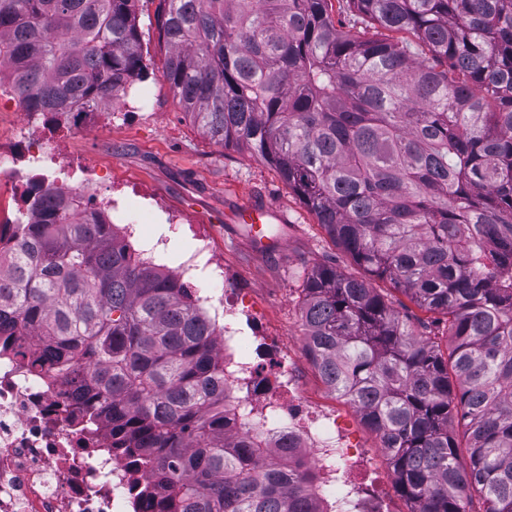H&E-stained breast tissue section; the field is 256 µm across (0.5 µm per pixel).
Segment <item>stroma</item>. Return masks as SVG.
<instances>
[{
    "instance_id": "obj_1",
    "label": "stroma",
    "mask_w": 512,
    "mask_h": 512,
    "mask_svg": "<svg viewBox=\"0 0 512 512\" xmlns=\"http://www.w3.org/2000/svg\"><path fill=\"white\" fill-rule=\"evenodd\" d=\"M158 9L159 0H139L137 4L148 65L141 84L150 92L148 107L113 111L111 121L97 120L81 131L65 125L47 127L41 117H25L11 108L0 112V144L11 145L26 134L53 140L71 165L96 166L105 186L146 190L167 208L182 213L187 225L180 229L160 218L140 224L142 236L166 245L156 264L174 269L191 258L196 251L191 230H203L214 261L233 271L237 287L249 289L263 307L265 332L281 337L284 350L295 354L302 389L316 397L328 396L304 353V280L321 263L356 278L363 277L364 271L331 241L315 215L271 166L247 149L210 141L185 115L162 79L167 50L159 39ZM247 201L271 209L267 226L274 231L276 247L258 249L250 244L247 227L236 220L238 206ZM374 285L416 333L447 342L445 323L436 314L418 308L389 281L378 279ZM336 406L348 413L349 423L367 451L368 461L359 481L366 489L386 491L398 512H412V503L398 490L378 435L350 403L340 399Z\"/></svg>"
}]
</instances>
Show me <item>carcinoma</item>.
I'll list each match as a JSON object with an SVG mask.
<instances>
[{
    "label": "carcinoma",
    "mask_w": 512,
    "mask_h": 512,
    "mask_svg": "<svg viewBox=\"0 0 512 512\" xmlns=\"http://www.w3.org/2000/svg\"><path fill=\"white\" fill-rule=\"evenodd\" d=\"M138 0H0V82L61 126L148 71ZM160 0L162 77L211 140L254 152L372 278L446 317L415 332L365 279L316 266L304 352L358 408L413 512H512V0ZM409 32L420 56L397 37ZM0 237V354L56 368L151 512H317L306 473L225 446L221 328L80 202ZM42 350L12 341L18 325ZM463 424L461 446L453 423ZM467 460H461V451ZM329 13L331 15V18L336 23V26H339V24H342V27H344V30H351L353 33H359L361 35L365 34V36H371L373 33V29H367L363 31V29L360 27L361 24L354 25L355 16L353 15V11H351L348 8V5L346 1H337V0H331L329 1Z\"/></svg>",
    "instance_id": "obj_1"
}]
</instances>
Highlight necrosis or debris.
Segmentation results:
<instances>
[{"instance_id": "1", "label": "necrosis or debris", "mask_w": 512, "mask_h": 512, "mask_svg": "<svg viewBox=\"0 0 512 512\" xmlns=\"http://www.w3.org/2000/svg\"><path fill=\"white\" fill-rule=\"evenodd\" d=\"M58 154L51 143L29 137L0 146V183L15 185L28 200L49 187L64 204L80 197L88 214H104L128 237L142 215L183 223L181 214L145 192L104 189L94 166L64 174L50 164ZM213 272L224 286L225 412L246 417L263 433L270 460H293L311 472L308 490L322 512H396L390 498L356 480L365 453L339 411L302 391L292 356L263 332L260 309L224 265ZM243 336L252 352L238 351ZM285 440L297 448L296 458L281 454ZM146 480L113 453L111 426L84 410L52 370H31L14 356H0V512H146L135 490Z\"/></svg>"}]
</instances>
